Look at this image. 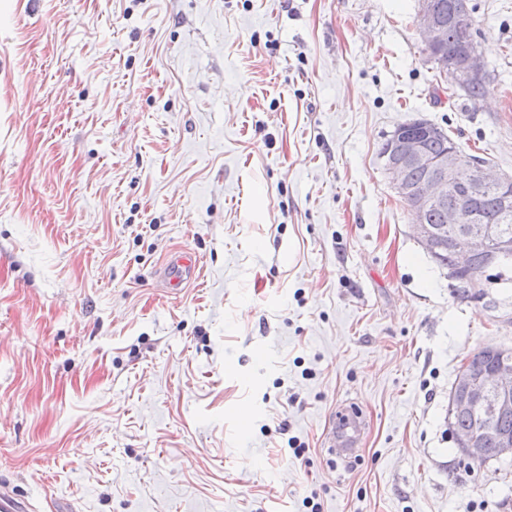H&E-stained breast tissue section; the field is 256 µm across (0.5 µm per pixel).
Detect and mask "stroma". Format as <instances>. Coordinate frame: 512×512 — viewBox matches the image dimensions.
Listing matches in <instances>:
<instances>
[{"mask_svg":"<svg viewBox=\"0 0 512 512\" xmlns=\"http://www.w3.org/2000/svg\"><path fill=\"white\" fill-rule=\"evenodd\" d=\"M471 3L476 104L418 0L0 12V481L36 512H512V460L448 424L512 285L458 298L380 155L425 120L512 173V0ZM197 260L191 254H181L171 262L165 280L170 288H178L196 273ZM332 451L339 457L342 458L344 455L355 454L359 451V448H353L357 445V440L355 439V434L358 432L360 428V420L357 413L353 411H341L336 414L332 418ZM336 429L337 433L340 434L342 438H344V442L340 444V446L345 448H335L336 447ZM350 433L352 434H348Z\"/></svg>","mask_w":512,"mask_h":512,"instance_id":"obj_1","label":"stroma"}]
</instances>
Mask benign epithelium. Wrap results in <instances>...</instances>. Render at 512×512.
Masks as SVG:
<instances>
[{"mask_svg": "<svg viewBox=\"0 0 512 512\" xmlns=\"http://www.w3.org/2000/svg\"><path fill=\"white\" fill-rule=\"evenodd\" d=\"M450 26L465 33L473 29L474 17L469 0H454V8L446 23L440 17L436 0H419L416 28L430 53V60L437 69L452 73L456 87L464 92L485 78L486 67L478 50L471 45L463 46L452 55L443 50ZM442 135L439 128L417 122L393 133L385 145V170L393 188L413 215V237L434 259L445 250L451 251V269L455 273L500 268L512 259V238L503 234L500 225L486 221L480 202L492 192L497 195L501 214L511 215L512 176L475 164L468 167V178L461 180L465 165L456 149L435 159H428L423 153V137ZM412 165L431 170V178L421 188L407 176ZM459 182L467 188L468 204L464 208L448 202V190ZM435 207L448 213L447 223H426V212ZM449 410L476 419L471 431L458 432L457 444L467 460L480 462L488 458L511 457L512 434H498L493 448L484 447V443L493 421L512 413V359L499 358L483 382L475 379L468 368H463L456 379Z\"/></svg>", "mask_w": 512, "mask_h": 512, "instance_id": "1", "label": "benign epithelium"}]
</instances>
